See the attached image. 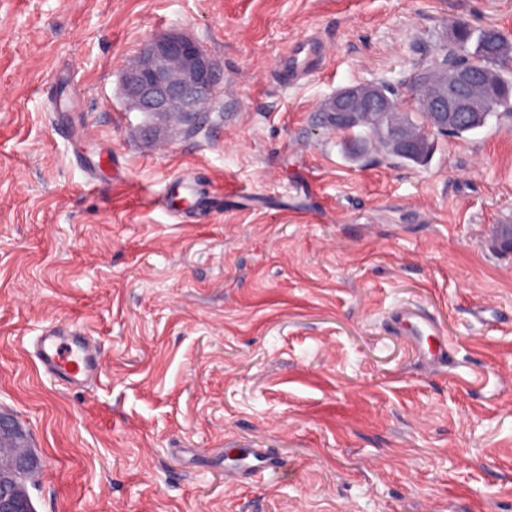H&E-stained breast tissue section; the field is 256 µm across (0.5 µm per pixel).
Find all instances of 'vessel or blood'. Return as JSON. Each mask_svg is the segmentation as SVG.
<instances>
[{
  "mask_svg": "<svg viewBox=\"0 0 512 512\" xmlns=\"http://www.w3.org/2000/svg\"><path fill=\"white\" fill-rule=\"evenodd\" d=\"M325 57L323 47L305 39L291 43L281 56L284 72L291 78L312 74ZM169 191L182 196L185 205L173 213L178 223L194 221L205 215L210 197L199 180L186 174L175 176L168 183ZM394 325L407 338L411 349L419 357L436 365L443 361L446 339L440 323L421 308L404 304L392 312ZM36 356L43 367L56 377L80 382L93 378L100 367L99 357L88 338L77 332L48 330L38 337ZM272 459L260 448H247L237 462V471L252 474L272 467Z\"/></svg>",
  "mask_w": 512,
  "mask_h": 512,
  "instance_id": "vessel-or-blood-1",
  "label": "vessel or blood"
}]
</instances>
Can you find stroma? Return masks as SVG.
Masks as SVG:
<instances>
[{
	"label": "stroma",
	"mask_w": 512,
	"mask_h": 512,
	"mask_svg": "<svg viewBox=\"0 0 512 512\" xmlns=\"http://www.w3.org/2000/svg\"><path fill=\"white\" fill-rule=\"evenodd\" d=\"M463 22L512 34V0H0V411L42 457L35 512H512V125L405 166L317 119ZM169 30L221 79L163 148L121 79ZM307 36L323 65L281 80ZM184 172L237 203L176 223L154 201ZM403 304L442 367L391 328ZM53 326L96 379L46 372ZM235 448L277 465L229 480ZM392 321L402 331L418 357L425 358L432 366L445 359L446 338L441 325L424 310L412 304L400 305L393 310ZM435 344L438 345L435 347ZM35 353L46 370L69 382L92 379L100 367L88 338L77 332L47 330L38 337Z\"/></svg>",
	"instance_id": "35a3bbf8"
}]
</instances>
